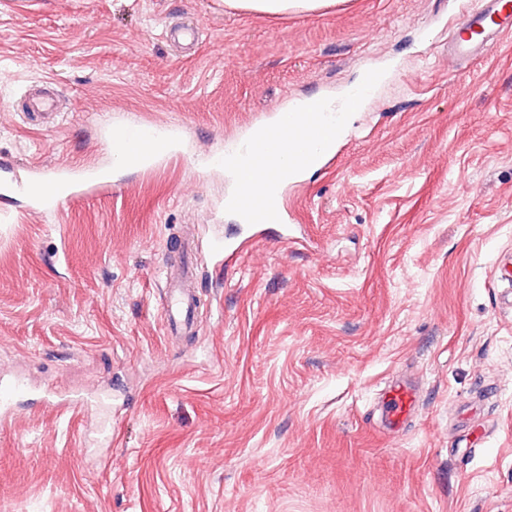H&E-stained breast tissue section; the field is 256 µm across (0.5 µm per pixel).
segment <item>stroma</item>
<instances>
[{
	"label": "stroma",
	"instance_id": "obj_1",
	"mask_svg": "<svg viewBox=\"0 0 512 512\" xmlns=\"http://www.w3.org/2000/svg\"><path fill=\"white\" fill-rule=\"evenodd\" d=\"M477 3L0 0V172L110 178L51 212L0 202V387L25 383L0 512H512V39L448 58ZM188 22L199 43H174ZM371 70L332 164L285 190L297 242L270 227L219 263L240 219L210 157ZM46 80L64 110L28 120ZM133 118L178 126V155L114 164L104 130ZM185 258L201 318L175 337L158 274ZM402 377L420 403L390 432ZM341 0H224L225 7L251 14L281 16L326 12ZM419 389L413 380H396L382 395V422L389 431L398 429L415 413Z\"/></svg>",
	"mask_w": 512,
	"mask_h": 512
}]
</instances>
